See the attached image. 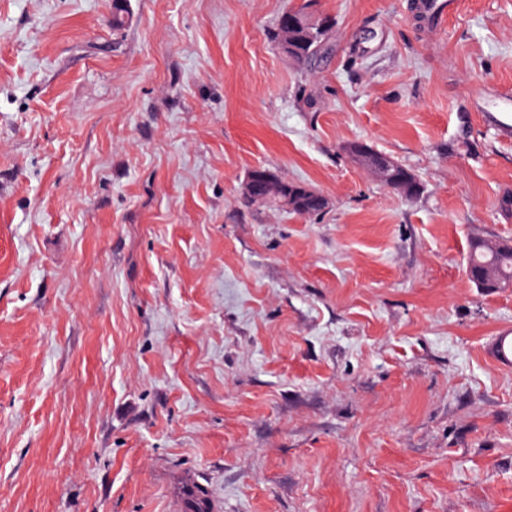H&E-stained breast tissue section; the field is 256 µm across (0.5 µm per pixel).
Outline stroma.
<instances>
[{"label":"stroma","mask_w":512,"mask_h":512,"mask_svg":"<svg viewBox=\"0 0 512 512\" xmlns=\"http://www.w3.org/2000/svg\"><path fill=\"white\" fill-rule=\"evenodd\" d=\"M411 3L0 0V512H512V288L466 274L512 241V0ZM326 22L328 21L325 20L320 27H303L298 31L291 50H288V48H285L282 44L279 20L276 27L273 29L271 36L278 48L288 58L300 65L309 66L314 58L321 52L329 34L330 25L329 23L327 25ZM467 266L480 272V278L473 281L476 288L496 292L512 283V243L474 235L468 245Z\"/></svg>","instance_id":"stroma-1"}]
</instances>
